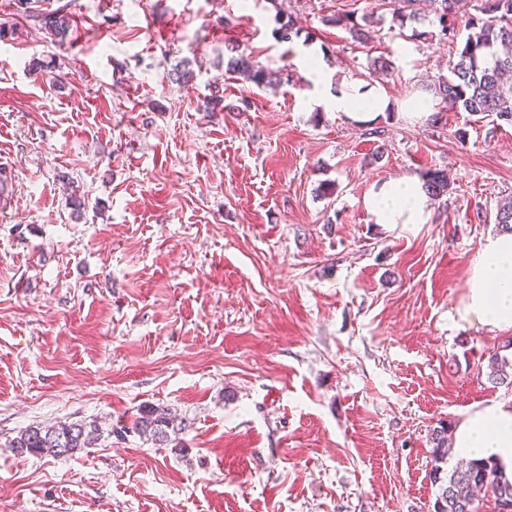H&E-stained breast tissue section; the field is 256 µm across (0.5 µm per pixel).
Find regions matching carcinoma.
Here are the masks:
<instances>
[{"mask_svg": "<svg viewBox=\"0 0 512 512\" xmlns=\"http://www.w3.org/2000/svg\"><path fill=\"white\" fill-rule=\"evenodd\" d=\"M421 0H398L393 19L404 26L411 22L430 25L431 31L412 29V36L425 40L436 39L441 44L454 40L458 21L465 19L469 30L464 45L457 52V60L449 64V74H440L430 84L433 96L446 111H463L474 115L496 116L512 122V83L505 76L512 75V0H430L431 13L418 8ZM17 8L23 15L41 25L51 41L63 46L70 41L73 20L68 5L55 9L41 8L40 0H17ZM278 27L275 38L292 43L300 37L293 17L276 9ZM324 22L343 28L352 41L364 43L371 37L370 28L381 20L372 16L354 17L352 12H336L324 18ZM370 76L390 77L395 63L379 55L368 61ZM226 72L238 75L257 87L278 85L281 81L292 82V75L275 77L253 56L242 52L229 57ZM423 184L430 199L448 192V172L443 169L429 170L423 174ZM495 224L501 232L512 233V199L504 198L496 206ZM512 347V341L487 357L489 379L495 384L512 386V357L501 354ZM132 432L146 437L159 445L183 450L179 434L185 430L183 420L170 409L144 405L138 411ZM447 428L433 430L431 482L438 486L433 512H480L478 494L490 495L494 508H512V480L504 475L501 467L490 459L470 461L447 472L451 448L448 447ZM99 426L83 422L64 423L57 426L35 425L23 430L12 439L10 447L16 454L66 458L99 439Z\"/></svg>", "mask_w": 512, "mask_h": 512, "instance_id": "cac0c4a2", "label": "carcinoma"}]
</instances>
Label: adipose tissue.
Returning <instances> with one entry per match:
<instances>
[{
    "mask_svg": "<svg viewBox=\"0 0 512 512\" xmlns=\"http://www.w3.org/2000/svg\"><path fill=\"white\" fill-rule=\"evenodd\" d=\"M428 202L421 181L406 177L383 183L368 208L379 224H423ZM467 288V319L512 327V234L488 239L470 268ZM453 446L459 456L495 460L512 476V406L491 403L472 412L455 429Z\"/></svg>",
    "mask_w": 512,
    "mask_h": 512,
    "instance_id": "obj_1",
    "label": "adipose tissue"
}]
</instances>
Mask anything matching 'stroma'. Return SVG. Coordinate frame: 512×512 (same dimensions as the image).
Returning <instances> with one entry per match:
<instances>
[{"label": "stroma", "mask_w": 512, "mask_h": 512, "mask_svg": "<svg viewBox=\"0 0 512 512\" xmlns=\"http://www.w3.org/2000/svg\"><path fill=\"white\" fill-rule=\"evenodd\" d=\"M241 1L70 0L61 47L0 0V512H433L434 428L512 403L487 370L512 327L463 313L512 124L412 117L454 52L391 26L392 0H281L309 35L291 43ZM339 10L385 24L360 45L324 24ZM235 49L292 82L226 73ZM379 55L392 77H370ZM366 89L387 105L363 122L316 104ZM435 168L427 223H375L372 191ZM146 404L183 419L185 451L113 436ZM80 420L101 437L73 456L9 446Z\"/></svg>", "instance_id": "35a3bbf8"}]
</instances>
